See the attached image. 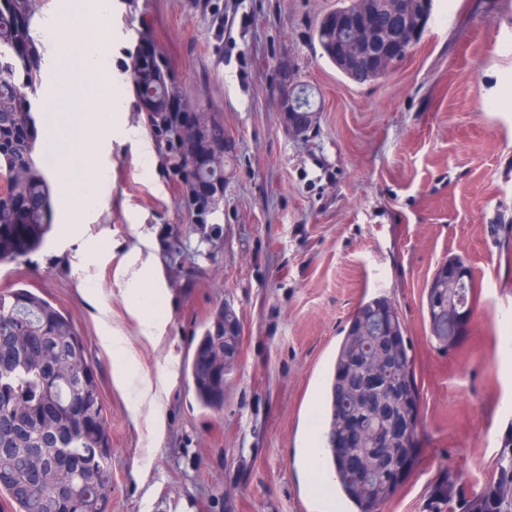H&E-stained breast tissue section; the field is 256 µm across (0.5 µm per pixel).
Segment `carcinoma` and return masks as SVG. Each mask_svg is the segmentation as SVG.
I'll return each instance as SVG.
<instances>
[{
  "label": "carcinoma",
  "mask_w": 512,
  "mask_h": 512,
  "mask_svg": "<svg viewBox=\"0 0 512 512\" xmlns=\"http://www.w3.org/2000/svg\"><path fill=\"white\" fill-rule=\"evenodd\" d=\"M326 14L315 38L326 57L349 80L366 83L377 75L362 76L336 59L335 30L329 19L343 11L348 0ZM34 0H0V178L17 198L41 201L38 209L0 207V260L25 255L52 223L47 180L34 159L35 118L30 92L43 79L41 55L31 36ZM162 59L136 66L134 83L145 106L155 140L172 153L177 169L196 166L194 175L204 185L224 187V164L208 167L200 156L224 148V120L219 112L203 113L205 131L191 145L175 137L178 115L170 102L174 91L166 82ZM474 282L464 279L458 288L427 289L430 333L438 348L453 346L460 330L448 323V305L464 317L473 308ZM228 325L239 336L240 319L229 305L217 307L198 338L196 348L213 346L212 326ZM405 327L395 305L386 299L361 306L336 349L327 375L326 401L319 420L323 454L320 465L332 473L330 492L342 495L353 512H376L396 493L408 466L400 464L406 450L417 444L419 394ZM43 338L44 355L29 359L23 353L26 337ZM0 353L13 364L0 370V497L14 504V512H109L112 494V437L102 389L87 360L82 337L73 322L49 301L27 290L0 294ZM381 377L377 403L367 404L359 383L365 361ZM195 398L207 410L224 405V392L200 378L197 361L188 363ZM51 402L59 415L40 418L37 405ZM405 423L386 447L393 468L365 476L373 464L371 443L391 418ZM359 421L361 440L339 452L332 447ZM479 512H512V457L500 459L499 476L480 495Z\"/></svg>",
  "instance_id": "cac0c4a2"
}]
</instances>
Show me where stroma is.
Returning <instances> with one entry per match:
<instances>
[{
	"label": "stroma",
	"mask_w": 512,
	"mask_h": 512,
	"mask_svg": "<svg viewBox=\"0 0 512 512\" xmlns=\"http://www.w3.org/2000/svg\"><path fill=\"white\" fill-rule=\"evenodd\" d=\"M338 0H78L128 103L101 159L108 205L53 221L26 256L0 261V293L26 288L65 313L94 365L112 436L111 512H346L317 490L302 450L315 435L336 345L360 306L387 298L414 356L421 429L411 470L383 512H468L512 440V0H434L413 52L364 84L321 56V17ZM176 96L224 118V192L209 223L181 206L150 138L133 76L142 43ZM310 87L316 122L288 132L282 76ZM149 237L163 297L161 339L139 333L127 267ZM463 259L475 283L457 344L437 349L426 295ZM241 320L222 411L202 409L184 368L212 310ZM125 338L126 388L100 338ZM163 388L164 423L139 398Z\"/></svg>",
	"instance_id": "obj_1"
}]
</instances>
